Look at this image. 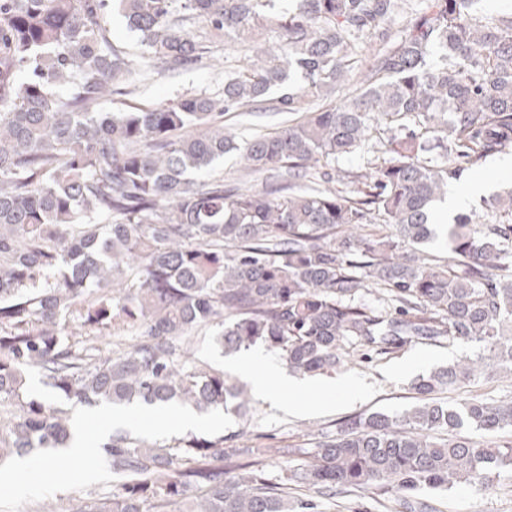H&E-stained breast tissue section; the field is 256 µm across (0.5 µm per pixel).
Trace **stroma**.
I'll return each instance as SVG.
<instances>
[{
  "mask_svg": "<svg viewBox=\"0 0 512 512\" xmlns=\"http://www.w3.org/2000/svg\"><path fill=\"white\" fill-rule=\"evenodd\" d=\"M252 54L250 43H223L210 65L189 68L173 74L155 73L148 79L131 85L129 93L112 94L100 108L104 111H124L135 107L157 104H173L189 93H204L221 97L224 90V74L239 67ZM293 117L285 112L256 109L250 112H228L223 116L225 128L237 140L243 141L257 134L274 133L291 123ZM512 158V147L503 154L488 157L483 164L474 167L472 173L463 174L461 180L453 182L456 190L466 188L472 175L479 174L487 179L483 195L471 199L467 210L479 211L484 207L486 196L512 185V173L501 169V158ZM478 351L475 344L457 341L451 344H415L399 353L370 360L355 358L345 361L336 372L325 375V382L350 377L366 387L362 398L332 405L310 414H291L269 401L254 399L246 415L226 413L224 425L220 428L202 431L205 439H216L227 434H241V461L261 457L265 461L264 476L268 483H278L285 466L299 465L316 449L319 442L336 436L344 420L374 411L399 412L412 407L417 395L412 388L417 376L428 374L449 362L472 357ZM418 359L413 370H405L410 359ZM31 397L54 403L68 410L74 423H81L88 417L100 420V429H108L104 417L108 403L87 407L73 403L45 386L39 375L28 378ZM474 396L494 400L512 399V376L498 374L485 376L457 386L446 393L445 401L456 403ZM100 472L97 481H86L81 473H63L60 479L46 482L42 471H33L26 490L11 485L0 486V512H35L39 503L45 500L56 502L68 512L73 497L84 501L119 493L123 478L112 473L104 460H97ZM419 497L430 501L434 512H512V470L502 469L493 474L488 488L478 490L459 485L448 491L421 489Z\"/></svg>",
  "mask_w": 512,
  "mask_h": 512,
  "instance_id": "stroma-1",
  "label": "stroma"
}]
</instances>
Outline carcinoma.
<instances>
[{"label":"carcinoma","mask_w":512,"mask_h":512,"mask_svg":"<svg viewBox=\"0 0 512 512\" xmlns=\"http://www.w3.org/2000/svg\"><path fill=\"white\" fill-rule=\"evenodd\" d=\"M276 2L0 0V467L72 438L66 410L26 395L29 372L89 406L247 409L245 388L191 359L195 334L213 325L224 351L262 346L302 375L335 370L358 346L392 355L446 340L479 352L418 377L409 409L345 421L277 486L263 461H233L222 437L186 441L195 466L177 472L169 449L114 435L103 449L121 492L83 512H315L292 488H376L405 512H433L414 491L481 490L512 469V441L461 435L512 432V400H435L491 367L512 375V188L487 219L454 216L447 259L422 249L449 183L512 146V11L419 0L394 34L405 0ZM115 10L169 72L270 22L276 41L224 76L221 99L101 112L145 75L112 47ZM367 32L380 48L363 87L328 100ZM268 100L301 117L242 146L218 121ZM362 151L382 161L329 187L336 163ZM234 152L275 183L199 180Z\"/></svg>","instance_id":"1"}]
</instances>
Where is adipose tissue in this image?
<instances>
[{"label":"adipose tissue","mask_w":512,"mask_h":512,"mask_svg":"<svg viewBox=\"0 0 512 512\" xmlns=\"http://www.w3.org/2000/svg\"><path fill=\"white\" fill-rule=\"evenodd\" d=\"M235 365L249 377L258 398L277 402L282 395H291L288 410L292 413L315 412L336 403L357 399L362 394L358 383L345 378L323 388L310 381L288 376L276 360L257 352L238 355Z\"/></svg>","instance_id":"ef3b65f1"}]
</instances>
